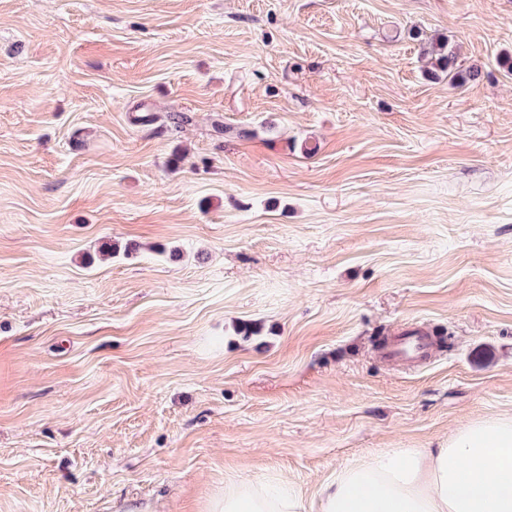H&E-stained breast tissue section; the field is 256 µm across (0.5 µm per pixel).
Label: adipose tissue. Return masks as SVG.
<instances>
[{
	"label": "adipose tissue",
	"mask_w": 512,
	"mask_h": 512,
	"mask_svg": "<svg viewBox=\"0 0 512 512\" xmlns=\"http://www.w3.org/2000/svg\"><path fill=\"white\" fill-rule=\"evenodd\" d=\"M206 512H512V417L469 422L435 448H389L328 478L229 477Z\"/></svg>",
	"instance_id": "adipose-tissue-1"
}]
</instances>
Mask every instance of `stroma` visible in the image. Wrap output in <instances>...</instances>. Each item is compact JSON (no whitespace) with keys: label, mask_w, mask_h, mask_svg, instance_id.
Segmentation results:
<instances>
[{"label":"stroma","mask_w":512,"mask_h":512,"mask_svg":"<svg viewBox=\"0 0 512 512\" xmlns=\"http://www.w3.org/2000/svg\"><path fill=\"white\" fill-rule=\"evenodd\" d=\"M503 56L512 0H0V512L312 497L511 417ZM455 50L456 48L450 44L448 38L438 37L424 49V55L430 57V60H435L431 64L435 63L442 69L448 70L449 73L454 70L456 64L457 53ZM428 339L425 332L416 329L409 336L400 339L399 344L387 354L390 359L405 365H412L422 360L428 351Z\"/></svg>","instance_id":"35a3bbf8"}]
</instances>
